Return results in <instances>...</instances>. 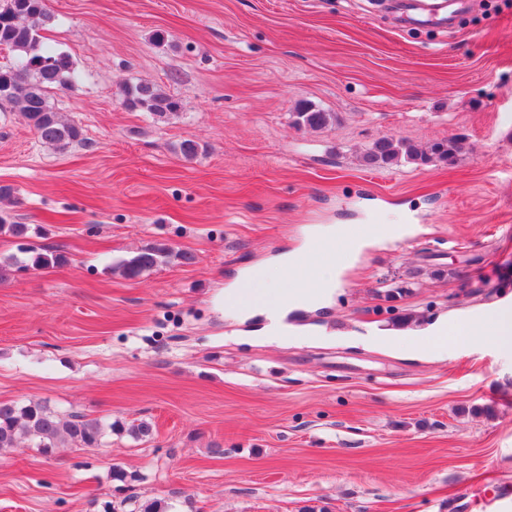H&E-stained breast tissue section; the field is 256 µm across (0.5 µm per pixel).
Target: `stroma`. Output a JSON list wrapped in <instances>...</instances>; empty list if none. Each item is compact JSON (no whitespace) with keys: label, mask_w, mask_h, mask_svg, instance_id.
Here are the masks:
<instances>
[{"label":"stroma","mask_w":512,"mask_h":512,"mask_svg":"<svg viewBox=\"0 0 512 512\" xmlns=\"http://www.w3.org/2000/svg\"><path fill=\"white\" fill-rule=\"evenodd\" d=\"M77 81L56 152L0 112V401L114 424L102 448L0 450V512H512V349L431 329L512 305V0H47ZM181 102L156 118L120 91ZM307 102L338 120L314 131ZM383 136L463 139L453 165L364 166ZM203 146L193 159L181 141ZM411 226L334 254L340 286L284 336L247 268L321 227ZM174 254L139 277L122 261ZM68 261L30 266L31 249ZM194 255L185 264L181 252ZM146 421L150 439L129 436ZM221 454H214V446ZM133 479L117 487L113 469ZM122 105L131 111L148 112L158 118L180 110V102L166 94L155 84L145 81L134 86H125L121 90ZM292 114L293 124L298 127L321 130L336 123V113L315 111L306 103H300ZM172 253V248L163 243L146 246L135 256L121 264L122 272L128 278H136L143 272L158 266Z\"/></svg>","instance_id":"1"}]
</instances>
